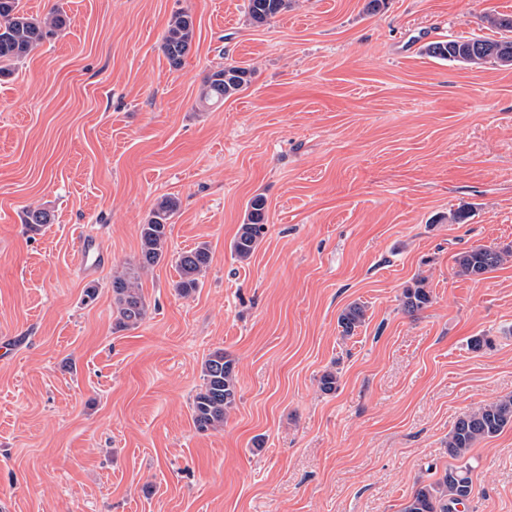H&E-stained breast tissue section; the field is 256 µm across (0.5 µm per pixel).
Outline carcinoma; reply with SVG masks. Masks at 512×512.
<instances>
[{
    "mask_svg": "<svg viewBox=\"0 0 512 512\" xmlns=\"http://www.w3.org/2000/svg\"><path fill=\"white\" fill-rule=\"evenodd\" d=\"M287 6L288 0H247V14L252 23L263 25ZM485 20L502 32L500 39L434 41L425 46V53L469 65L493 61L501 66H512V15H488ZM66 24L67 16L60 7L39 19L21 12L19 0H0V78L9 76L13 65L56 35ZM194 35V20L189 12L181 10L171 15L162 35L161 47L172 67L183 65ZM251 78L252 70L247 67L219 66L206 76L199 104L203 107L222 104L244 91ZM179 206V200L172 196H165L155 203L147 222L140 225L141 250L137 261L130 271L112 279L116 324L120 328H134L146 316L145 298L137 285L139 273L154 267L165 256L169 227ZM248 208L247 222L240 225L231 243V250L240 261L250 259L266 230L263 197H253ZM51 220L49 211L36 209L26 213L25 224L36 232ZM511 255L512 251L507 248L473 247L457 256L458 272L479 278L501 266ZM209 262V249L205 245L178 253L175 257L179 275L175 284L177 291L187 296L199 288ZM429 302V293L420 285L403 291V304L410 313L425 308ZM365 316L362 304H348L338 317L342 334L352 335L364 323ZM202 380L203 385L193 398L191 412L196 428L206 431L223 425L224 418L236 405L238 378L235 360L222 349L210 352L202 363ZM507 427L512 428V394L459 417L448 434V456L463 461L476 442L492 438ZM471 492L470 468L466 465L450 466L437 481L419 485L402 512H458V506L469 499Z\"/></svg>",
    "mask_w": 512,
    "mask_h": 512,
    "instance_id": "obj_1",
    "label": "carcinoma"
}]
</instances>
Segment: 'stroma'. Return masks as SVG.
<instances>
[{"instance_id":"1","label":"stroma","mask_w":512,"mask_h":512,"mask_svg":"<svg viewBox=\"0 0 512 512\" xmlns=\"http://www.w3.org/2000/svg\"><path fill=\"white\" fill-rule=\"evenodd\" d=\"M367 3L288 0L257 26L246 0H20L69 24L0 80V512H401L451 465L456 420L512 394V260L477 279L456 264L512 248V66L424 52L500 38L481 18L512 0ZM178 10L195 38L174 69ZM221 63L252 81L201 109ZM257 195L267 231L242 262ZM165 196L181 206L138 281L147 315L117 329L112 279ZM34 208L52 214L35 233ZM88 229L108 258L84 271ZM201 244L209 267L180 295L174 258ZM418 281L431 301L410 313ZM218 348L239 400L200 432ZM467 459L466 512H512V428ZM195 25L192 15L181 10L171 15L162 35L161 47L173 68L181 67L194 41ZM249 213L247 222L240 224L235 238L231 243L233 254L240 261L250 259L264 237L266 224H264L265 201L257 195L248 204ZM365 307L358 303L348 304L338 317V325L342 328L343 335L350 336L365 321Z\"/></svg>"}]
</instances>
